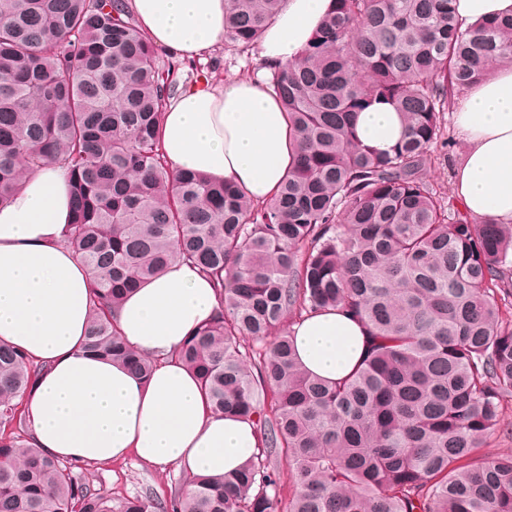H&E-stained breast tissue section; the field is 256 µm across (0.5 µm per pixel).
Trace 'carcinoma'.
Wrapping results in <instances>:
<instances>
[{"label":"carcinoma","mask_w":512,"mask_h":512,"mask_svg":"<svg viewBox=\"0 0 512 512\" xmlns=\"http://www.w3.org/2000/svg\"><path fill=\"white\" fill-rule=\"evenodd\" d=\"M284 0H227L224 43L248 48ZM453 0H333L305 50L268 67L299 165L257 209L232 185L172 174L160 121L175 82L127 0H0V206L48 162L71 176L65 240L88 269L85 351L142 378L115 312L190 261L220 309L178 359L215 412L254 423L237 471L161 497L115 498L32 443L23 397L44 366L0 344V512H512V449L480 453L512 398V224H474L426 174L440 113L512 64V16L461 28ZM388 103L386 152L356 115ZM336 309L369 346L329 383L300 366L287 318ZM355 130L363 144L384 151L403 137L406 125L391 105L378 104L357 115Z\"/></svg>","instance_id":"1"}]
</instances>
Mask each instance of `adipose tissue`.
<instances>
[{"instance_id":"ef3b65f1","label":"adipose tissue","mask_w":512,"mask_h":512,"mask_svg":"<svg viewBox=\"0 0 512 512\" xmlns=\"http://www.w3.org/2000/svg\"><path fill=\"white\" fill-rule=\"evenodd\" d=\"M332 0H284L260 39L269 63L295 59ZM140 30L182 62L202 61L224 46L225 0H129ZM464 146L453 173L461 206L477 224L512 223V67H497L455 105ZM365 145L387 150L406 130L391 105L357 115ZM295 132L279 100L260 81H200L177 87L163 110L160 142L172 172L191 169L237 185L254 206L272 201L296 165ZM71 181L57 164L25 175L0 206V342L44 366L25 398L33 443L65 461L108 462L127 454L188 475L220 477L259 445L251 421L212 412L200 384L175 353L211 321L215 283L186 262L145 280L120 305L121 336L158 358L149 380L122 365L87 356L90 274L63 244L71 221ZM298 359L311 374L336 382L361 362L369 333L333 309L290 325Z\"/></svg>"}]
</instances>
